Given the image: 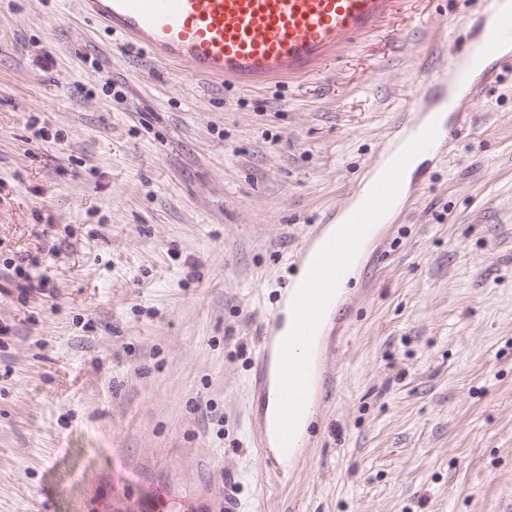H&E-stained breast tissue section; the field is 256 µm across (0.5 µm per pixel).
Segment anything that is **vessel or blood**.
<instances>
[{
    "instance_id": "1",
    "label": "vessel or blood",
    "mask_w": 512,
    "mask_h": 512,
    "mask_svg": "<svg viewBox=\"0 0 512 512\" xmlns=\"http://www.w3.org/2000/svg\"><path fill=\"white\" fill-rule=\"evenodd\" d=\"M404 0H81L89 17L105 22L118 40L132 41L157 60L178 64L193 78L242 86L318 72L348 47L379 31ZM512 62V0H494L459 51L437 70L421 73L403 107L438 121L431 148L442 155L459 136V119L449 118L448 99L479 82L468 58ZM281 317L271 314L261 333L262 360L279 352ZM151 512H199L191 495L159 488Z\"/></svg>"
}]
</instances>
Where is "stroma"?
I'll use <instances>...</instances> for the list:
<instances>
[{"instance_id": "stroma-1", "label": "stroma", "mask_w": 512, "mask_h": 512, "mask_svg": "<svg viewBox=\"0 0 512 512\" xmlns=\"http://www.w3.org/2000/svg\"><path fill=\"white\" fill-rule=\"evenodd\" d=\"M490 6L409 0L318 74L234 88L118 47L79 0H0V512H148L161 486L200 512H502L512 66L367 254L286 469H262L253 386L303 237Z\"/></svg>"}]
</instances>
